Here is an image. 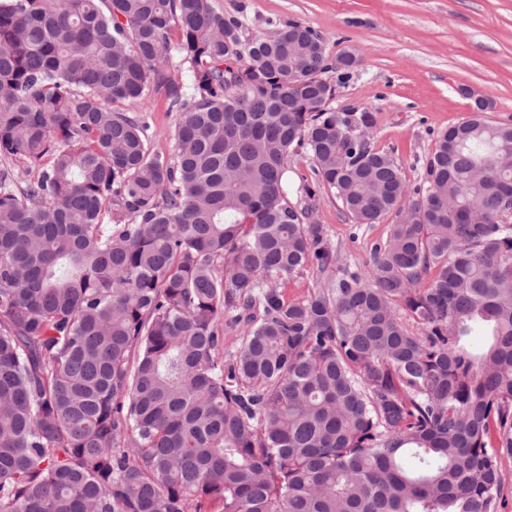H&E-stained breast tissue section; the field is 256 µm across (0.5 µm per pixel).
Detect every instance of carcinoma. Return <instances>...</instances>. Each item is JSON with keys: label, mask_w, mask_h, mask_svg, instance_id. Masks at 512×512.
<instances>
[{"label": "carcinoma", "mask_w": 512, "mask_h": 512, "mask_svg": "<svg viewBox=\"0 0 512 512\" xmlns=\"http://www.w3.org/2000/svg\"><path fill=\"white\" fill-rule=\"evenodd\" d=\"M347 55L214 0H0V512L507 506L512 124L481 99L411 188L314 78ZM159 93L168 155L129 110ZM300 150L395 215L355 270L288 198ZM318 285L319 282L316 274H313L312 271H307L303 275L287 279L281 288L288 300H298L307 296Z\"/></svg>", "instance_id": "cac0c4a2"}]
</instances>
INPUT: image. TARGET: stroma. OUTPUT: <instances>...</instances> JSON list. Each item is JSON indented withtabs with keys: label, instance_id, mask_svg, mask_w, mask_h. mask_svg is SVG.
I'll return each mask as SVG.
<instances>
[{
	"label": "stroma",
	"instance_id": "1",
	"mask_svg": "<svg viewBox=\"0 0 512 512\" xmlns=\"http://www.w3.org/2000/svg\"><path fill=\"white\" fill-rule=\"evenodd\" d=\"M251 33L272 35L291 21L324 35L331 53L349 51L359 64L340 88L333 107L374 112L375 149L391 153L409 186L422 184L425 164L442 131L466 119L470 87L493 102L487 118L512 123V0H215ZM141 117L154 134L152 148L168 153L180 114L163 95H152ZM315 177L307 156L288 162L292 201L314 200L313 218L325 225L348 264L368 259L386 237L387 221L358 225L326 188L307 197Z\"/></svg>",
	"mask_w": 512,
	"mask_h": 512
}]
</instances>
